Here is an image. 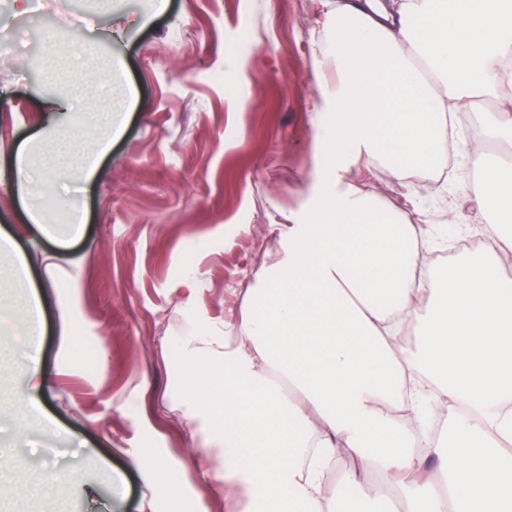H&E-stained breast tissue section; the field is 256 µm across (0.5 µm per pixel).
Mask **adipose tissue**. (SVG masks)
Instances as JSON below:
<instances>
[{
    "label": "adipose tissue",
    "mask_w": 512,
    "mask_h": 512,
    "mask_svg": "<svg viewBox=\"0 0 512 512\" xmlns=\"http://www.w3.org/2000/svg\"><path fill=\"white\" fill-rule=\"evenodd\" d=\"M322 50L335 119L318 135L326 175L360 151L407 179L448 166L454 114L512 89V0H336ZM121 126L92 147L53 129L52 162L18 148L0 175L25 196L91 183ZM494 244L425 274L436 242L354 186L326 188L288 228L232 336H190L181 387L189 416L224 451L219 481L241 484L254 512H335L326 473L348 465L365 512L396 490L406 512H512V163L487 165ZM418 323L416 351L400 343ZM445 439L417 452L433 416Z\"/></svg>",
    "instance_id": "ef3b65f1"
}]
</instances>
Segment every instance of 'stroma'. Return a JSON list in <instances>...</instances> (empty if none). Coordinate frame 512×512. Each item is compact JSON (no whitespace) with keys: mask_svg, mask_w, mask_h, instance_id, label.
Instances as JSON below:
<instances>
[{"mask_svg":"<svg viewBox=\"0 0 512 512\" xmlns=\"http://www.w3.org/2000/svg\"><path fill=\"white\" fill-rule=\"evenodd\" d=\"M34 2L18 14L0 0V33L13 36L12 51L0 53V156L60 124L77 140L114 112L124 125L93 187L73 179L59 192L85 205L82 239L69 241L48 206V231H36L22 197L0 189V228L30 262L19 278L12 257H0L12 329L0 335L10 354L0 371V450L20 464L0 474V512H167L144 475L154 456L179 488V512H247L241 489L200 479L220 451L169 397L175 344L200 326L231 332L263 257L283 255L289 225L322 187L313 58L331 36L333 0H168L146 23L151 0H115L129 20L120 35L98 0ZM47 23L94 41L99 68L45 63L36 31ZM76 82L100 92L96 105L70 117L52 111ZM467 131L446 177L400 181L364 153L346 179L431 236L452 213L485 234L493 214L477 199L483 137L475 124ZM51 254L59 268L49 276ZM33 293L44 314L41 404L52 422L25 431L18 394L30 350L8 307ZM68 322L80 349L62 344Z\"/></svg>","mask_w":512,"mask_h":512,"instance_id":"1","label":"stroma"}]
</instances>
